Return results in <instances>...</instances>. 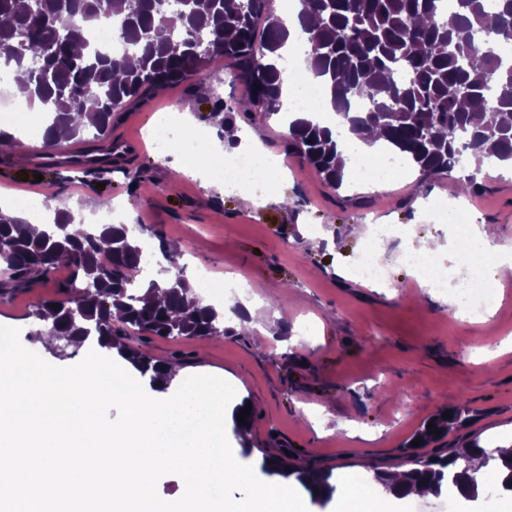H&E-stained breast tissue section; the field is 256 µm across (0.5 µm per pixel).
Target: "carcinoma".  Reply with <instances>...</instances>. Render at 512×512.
<instances>
[{
    "mask_svg": "<svg viewBox=\"0 0 512 512\" xmlns=\"http://www.w3.org/2000/svg\"><path fill=\"white\" fill-rule=\"evenodd\" d=\"M271 0H182L164 9L161 0H0V68L26 90L27 103L48 122L50 155L68 140L106 138L116 112L159 86L201 72L215 58L230 61L235 77L251 96L238 109L282 110L277 51L288 36ZM452 11L455 24L440 17ZM117 22L138 64L94 47L101 18ZM311 44L310 70L324 78L340 122L352 134L368 128L385 145L418 169L421 182L452 172L464 154L475 172L456 181L457 192L482 188L477 180L486 158L512 163V0H301L297 14ZM477 101L481 111L464 109ZM90 124L83 123L84 116ZM291 146L334 188L341 187L349 157L328 128L309 117L288 122ZM49 213L40 227L32 220L0 211V280L5 294L27 288L62 266L71 276L55 283L56 297L40 302L32 316L53 312L51 335L78 336L108 350L121 349L119 337L131 328L145 336L221 339L231 333L209 306L187 299L178 247L160 241L168 262L162 278L130 287L142 247L124 224L90 230L74 213L45 200ZM141 375L156 382L159 364L141 353L129 354ZM468 410L452 407L451 418L429 419L443 434L466 427ZM288 453L266 460L269 475L295 476L325 504L336 492L330 472L290 467ZM459 454L434 453L405 460V483L424 482L439 497L454 488L470 502L488 488L512 496V453L488 456L482 481L453 467ZM318 493H313V490Z\"/></svg>",
    "mask_w": 512,
    "mask_h": 512,
    "instance_id": "1",
    "label": "carcinoma"
}]
</instances>
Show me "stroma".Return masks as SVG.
Segmentation results:
<instances>
[{"instance_id": "stroma-1", "label": "stroma", "mask_w": 512, "mask_h": 512, "mask_svg": "<svg viewBox=\"0 0 512 512\" xmlns=\"http://www.w3.org/2000/svg\"><path fill=\"white\" fill-rule=\"evenodd\" d=\"M248 94L221 59L161 88L114 117L108 139L130 135L145 151L107 170L41 162L40 135H25L21 149L0 155V197H53L80 219L98 213L101 201L118 204L121 223L134 226L142 247L156 248L161 238L180 245L185 277L205 272L246 284L250 298L231 296L221 307L230 336L147 340L132 333L123 343L186 375L235 382L237 400L251 402L254 415L246 437L231 432L227 439L236 459L253 469L283 453L298 468L336 476L400 468L413 435L444 402L466 406L473 419L448 433L441 447L496 442L512 428V288L495 262L485 263L497 298L472 319L424 295L416 271L401 259L434 238L449 282L461 279L454 237L425 206L436 197L455 199L453 181L424 185L409 167L382 189L352 177L333 189L289 154L286 123L237 109ZM176 111L190 112L208 149L218 122L244 129L277 159L278 173L231 191L176 172L182 155L159 154L152 142L154 117ZM481 183L464 198L471 223L494 225L501 240L512 242V172ZM255 194L266 196L264 206L247 204ZM375 224H401L408 234L374 248ZM370 247L386 269L381 288L363 287L351 275ZM66 275L62 268L40 287L0 296V325L19 329L25 348L58 367L78 363L87 350L60 356L44 347L31 312L54 297L55 281ZM274 286L288 307L283 319L268 300Z\"/></svg>"}]
</instances>
